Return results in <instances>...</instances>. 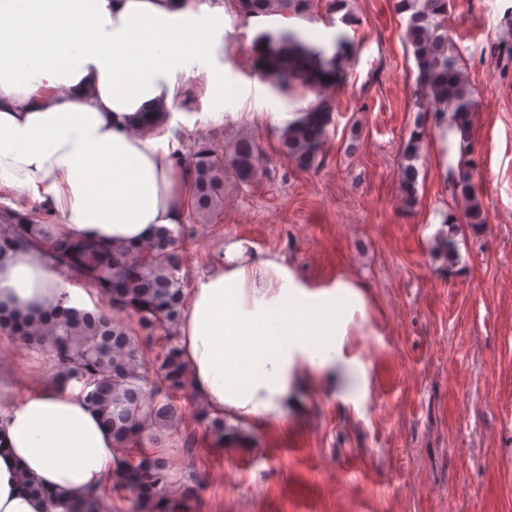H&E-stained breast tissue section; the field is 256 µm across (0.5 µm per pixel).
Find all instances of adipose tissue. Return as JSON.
I'll use <instances>...</instances> for the list:
<instances>
[{
    "label": "adipose tissue",
    "instance_id": "adipose-tissue-1",
    "mask_svg": "<svg viewBox=\"0 0 512 512\" xmlns=\"http://www.w3.org/2000/svg\"><path fill=\"white\" fill-rule=\"evenodd\" d=\"M44 41L64 52L41 56ZM224 45V7L199 0H0V186L58 231L101 244H142L182 223L190 194L166 124L175 70ZM335 288L297 285L283 266L227 243L186 301L179 324L191 388L211 416L251 422L294 400L305 362L345 384L339 342L352 319ZM66 297L64 272L29 245L0 257V308L35 313ZM0 512H49L18 472L71 497L103 486L115 445L98 409L50 373L0 410Z\"/></svg>",
    "mask_w": 512,
    "mask_h": 512
}]
</instances>
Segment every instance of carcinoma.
I'll list each match as a JSON object with an SVG mask.
<instances>
[{
  "instance_id": "1",
  "label": "carcinoma",
  "mask_w": 512,
  "mask_h": 512,
  "mask_svg": "<svg viewBox=\"0 0 512 512\" xmlns=\"http://www.w3.org/2000/svg\"><path fill=\"white\" fill-rule=\"evenodd\" d=\"M311 0H236L240 14L248 18H270L293 13L303 15ZM450 0H398V10L408 14L407 38L419 71V103L416 129L405 142L402 189L412 196L418 178L415 162L421 158L429 116L435 129H453L459 135L460 154L469 150L474 114L473 91L459 64V56L448 33ZM262 52L273 49L266 60V73L282 91L298 83L322 84L318 72L329 63L336 77L342 76L343 59L352 48L345 34L339 35L332 53L304 42L288 29L262 30L254 40ZM329 113L320 103L295 113L279 132V148L300 167L319 164L327 135ZM232 171L242 182L258 174L256 144L242 138L234 145ZM472 163L460 159L451 170L453 194L464 209L453 223L484 224L486 218L472 181ZM192 186L191 209L202 216L217 213L223 200L224 158L208 148L199 149L188 168ZM40 243L65 274L97 289L118 310H130L145 338L168 331L177 324L187 294L178 273L182 232L162 228L145 246L107 247L56 235L55 225L43 224L23 210L0 212V256L20 243ZM0 332L20 345L49 355L64 383H75L100 411L103 425L112 433L117 452L108 484L78 498H62L40 486L26 473L18 476L19 489L45 499L55 512H106L108 493L128 491L135 498V512H185L194 489L184 488L178 497L170 493V470L166 461L144 448L157 443L181 419L177 401L187 384L188 372L177 337L165 335V345L155 362L143 359L141 338L112 320L102 310L66 306L65 299L47 307L36 317L16 318L0 313ZM209 432L222 446L238 432L222 418H209Z\"/></svg>"
}]
</instances>
